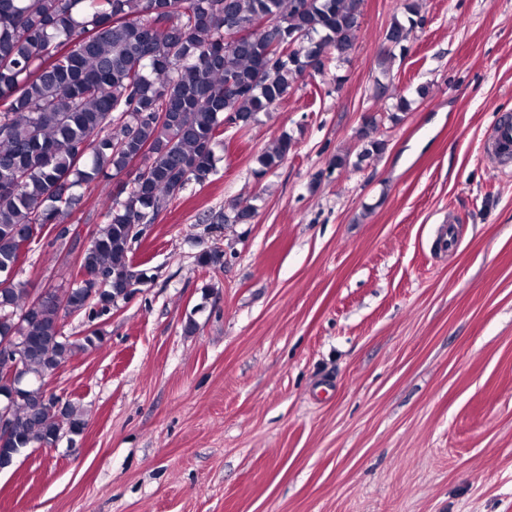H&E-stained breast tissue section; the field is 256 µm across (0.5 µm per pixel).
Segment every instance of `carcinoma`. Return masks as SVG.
<instances>
[{
	"label": "carcinoma",
	"mask_w": 512,
	"mask_h": 512,
	"mask_svg": "<svg viewBox=\"0 0 512 512\" xmlns=\"http://www.w3.org/2000/svg\"><path fill=\"white\" fill-rule=\"evenodd\" d=\"M0 0V271L21 260L20 244L64 224L74 198L67 191L127 172L131 161L150 162L113 200L109 222L92 233L79 264L76 287L37 298L13 282L0 291V337L23 336L22 366L29 378L10 401L13 429L0 442V469L34 443L78 436L84 412L67 400L62 409L42 402L45 379L66 359L102 342L97 333L70 338L59 329L57 303L82 314L112 303L114 283L132 267V226L151 224L193 180L205 183L214 168L213 144L229 119L251 124L282 101L296 79L325 64L312 42L339 52L361 31V0ZM385 40L404 49L417 24L418 4H404ZM274 29L257 27L265 17ZM156 25L152 40L145 26ZM303 33L307 47L288 55L269 78L256 76L263 60ZM239 86L229 93L228 83ZM166 113L165 120L157 114ZM357 133L359 158L382 153L385 143ZM295 148L284 135L257 157L256 174L277 168ZM251 205L236 204L230 224H249ZM98 288L94 300L85 288Z\"/></svg>",
	"instance_id": "cac0c4a2"
}]
</instances>
